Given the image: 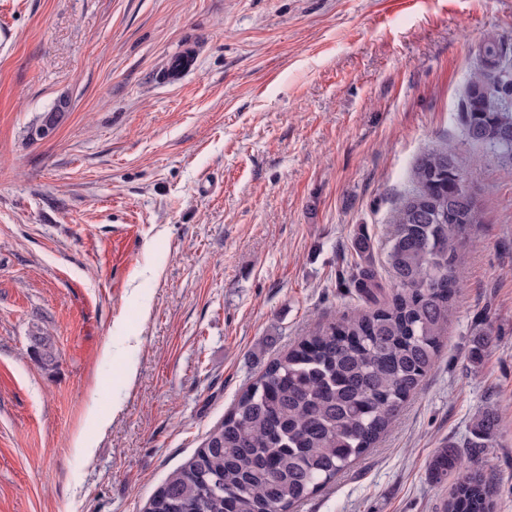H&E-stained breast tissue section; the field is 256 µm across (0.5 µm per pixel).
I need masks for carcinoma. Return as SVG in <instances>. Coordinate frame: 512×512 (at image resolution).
Returning a JSON list of instances; mask_svg holds the SVG:
<instances>
[{
    "instance_id": "cac0c4a2",
    "label": "carcinoma",
    "mask_w": 512,
    "mask_h": 512,
    "mask_svg": "<svg viewBox=\"0 0 512 512\" xmlns=\"http://www.w3.org/2000/svg\"><path fill=\"white\" fill-rule=\"evenodd\" d=\"M192 63L181 52L167 72L176 77ZM67 109L58 100L29 134L52 131ZM458 112L465 141L512 165V55L500 39L478 44ZM463 167L448 143L417 157L414 187L390 220L387 262L399 288L378 299L375 270L360 268L354 286L375 307L318 325L271 361L145 512H290L374 446L433 367L463 288L459 240L482 223ZM496 427L493 412L479 415L470 447H488ZM461 467L459 449L441 448L429 476L440 482ZM494 508L476 469L461 476L443 512Z\"/></svg>"
}]
</instances>
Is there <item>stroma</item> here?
I'll use <instances>...</instances> for the list:
<instances>
[{
	"mask_svg": "<svg viewBox=\"0 0 512 512\" xmlns=\"http://www.w3.org/2000/svg\"><path fill=\"white\" fill-rule=\"evenodd\" d=\"M2 28L0 512H144L273 358L369 309L357 238L396 289L389 219L447 143L484 221L443 347L376 447L294 512H442L455 480L427 464L449 444L512 512V167L456 112L477 44L512 46V0H0ZM68 109V101L65 99H59L57 103L47 112H45L41 118L39 124L33 125L29 130V137L31 140L43 138L50 133L60 123L62 118ZM45 128L47 131L41 136H35L34 132L38 129ZM497 422V417L491 410L479 415L474 421V440L470 441L469 448H487L488 442L496 433Z\"/></svg>",
	"mask_w": 512,
	"mask_h": 512,
	"instance_id": "1",
	"label": "stroma"
}]
</instances>
